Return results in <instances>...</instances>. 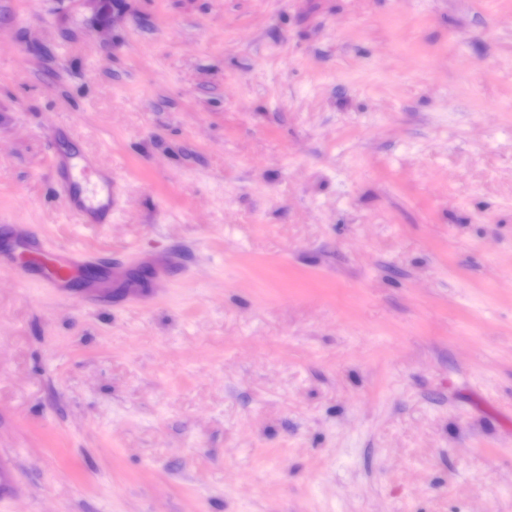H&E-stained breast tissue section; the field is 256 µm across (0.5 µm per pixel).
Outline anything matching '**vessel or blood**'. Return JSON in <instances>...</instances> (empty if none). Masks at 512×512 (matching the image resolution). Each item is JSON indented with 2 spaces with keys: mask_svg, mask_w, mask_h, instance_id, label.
I'll return each instance as SVG.
<instances>
[{
  "mask_svg": "<svg viewBox=\"0 0 512 512\" xmlns=\"http://www.w3.org/2000/svg\"><path fill=\"white\" fill-rule=\"evenodd\" d=\"M62 199L70 212L85 224H108L112 221V183L102 181L93 195H86L73 173L61 176ZM9 267L21 281L36 282L38 287L54 289L66 294L78 281H89L88 255L79 247L68 250H51L36 235L24 238L21 252L0 256V266Z\"/></svg>",
  "mask_w": 512,
  "mask_h": 512,
  "instance_id": "b4317fda",
  "label": "vessel or blood"
}]
</instances>
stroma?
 Listing matches in <instances>:
<instances>
[{
    "mask_svg": "<svg viewBox=\"0 0 512 512\" xmlns=\"http://www.w3.org/2000/svg\"><path fill=\"white\" fill-rule=\"evenodd\" d=\"M0 0V512H512V0ZM112 221L83 224L52 159ZM23 250L1 257L0 266L9 267L20 281H35L39 288H52L64 296L77 281H90L87 273L88 255L80 247L51 250L37 235L26 236Z\"/></svg>",
    "mask_w": 512,
    "mask_h": 512,
    "instance_id": "35a3bbf8",
    "label": "stroma"
}]
</instances>
